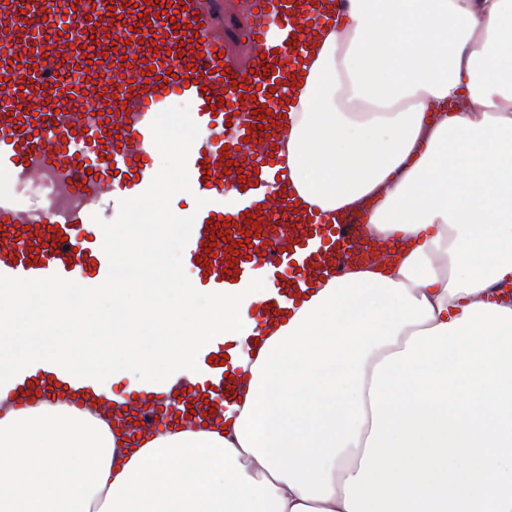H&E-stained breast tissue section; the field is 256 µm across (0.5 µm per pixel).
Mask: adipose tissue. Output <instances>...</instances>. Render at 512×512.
I'll return each mask as SVG.
<instances>
[{
	"label": "adipose tissue",
	"instance_id": "ef3b65f1",
	"mask_svg": "<svg viewBox=\"0 0 512 512\" xmlns=\"http://www.w3.org/2000/svg\"><path fill=\"white\" fill-rule=\"evenodd\" d=\"M305 56L287 102L288 181L321 214L361 209L393 243L272 328L250 308L254 278L200 294L167 249L186 230L170 172L112 237L115 282L75 291L0 289V512H346L372 427L376 364L413 332L473 303L512 309V0H345ZM239 341L251 378L234 411L139 446L66 404L17 407V367L61 366L88 394L160 389L188 377L213 340Z\"/></svg>",
	"mask_w": 512,
	"mask_h": 512
}]
</instances>
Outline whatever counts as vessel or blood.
Segmentation results:
<instances>
[{"instance_id": "obj_1", "label": "vessel or blood", "mask_w": 512, "mask_h": 512, "mask_svg": "<svg viewBox=\"0 0 512 512\" xmlns=\"http://www.w3.org/2000/svg\"><path fill=\"white\" fill-rule=\"evenodd\" d=\"M169 0H0V174L7 182L47 185V205L24 206L0 185V285L78 288L88 279L111 286L112 239L103 227L166 177L153 162L165 135L160 121L173 97L192 106L198 134L178 157L179 185L192 198L180 249L197 273L196 288L220 296L268 275L263 308L273 318L309 290L310 282L340 270L341 257L364 227L318 213L295 214L278 190L281 174L265 131L248 137L235 111L267 108L280 120L288 86L302 62L292 37L336 23L340 0H250L253 9L236 39L261 51L240 71L224 44V0H184L176 16ZM118 15H110V8ZM140 31H132L133 22ZM199 23L196 42L182 26ZM225 73H218V65ZM223 99L211 109L210 102ZM243 165L244 185L232 211L224 209V167ZM211 174H204V166ZM262 227L248 236L244 213ZM234 222L229 241L212 242V223ZM52 228L43 249L40 229ZM200 358L193 383L178 381L158 398L119 395L112 411L132 410L131 434L223 418L243 368L235 344L216 339ZM80 382L65 368L20 372L9 396L18 405L31 395L75 402Z\"/></svg>"}]
</instances>
